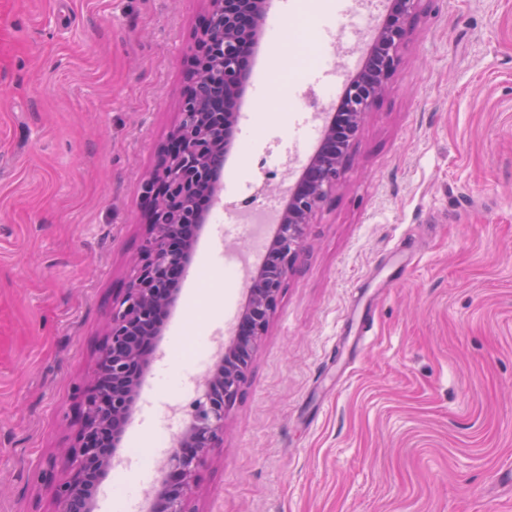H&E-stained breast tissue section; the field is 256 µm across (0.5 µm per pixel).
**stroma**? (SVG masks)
<instances>
[{
	"label": "stroma",
	"mask_w": 512,
	"mask_h": 512,
	"mask_svg": "<svg viewBox=\"0 0 512 512\" xmlns=\"http://www.w3.org/2000/svg\"><path fill=\"white\" fill-rule=\"evenodd\" d=\"M204 0H0V512H56L84 381L145 234L141 179L177 121ZM251 60L224 213L308 158L299 88ZM263 84L256 95L254 84ZM310 225L193 512H512V0H425L389 93ZM102 481L160 484L154 459L201 395V343L242 287L212 226ZM220 288L211 303L205 289Z\"/></svg>",
	"instance_id": "obj_1"
}]
</instances>
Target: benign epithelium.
Instances as JSON below:
<instances>
[{
	"mask_svg": "<svg viewBox=\"0 0 512 512\" xmlns=\"http://www.w3.org/2000/svg\"><path fill=\"white\" fill-rule=\"evenodd\" d=\"M423 0H389L366 64L345 88L340 111L328 114L320 150L283 197L273 246L250 277L239 323L203 380V397L191 421L161 464L164 480L148 512H195L188 495L208 451L224 440V419L247 381L253 352L266 332L281 288L302 256L309 225L336 190L370 107L389 89L402 61ZM195 45L193 69L179 106L170 143L141 184L146 233L135 272L112 300L105 343L84 386L67 480L58 512H95L102 479L112 469L130 425L150 356L175 307L179 285L194 257V243L208 221L200 196L221 202L224 163L235 145L239 102L250 77V52L269 0H207Z\"/></svg>",
	"mask_w": 512,
	"mask_h": 512,
	"instance_id": "benign-epithelium-1",
	"label": "benign epithelium"
}]
</instances>
